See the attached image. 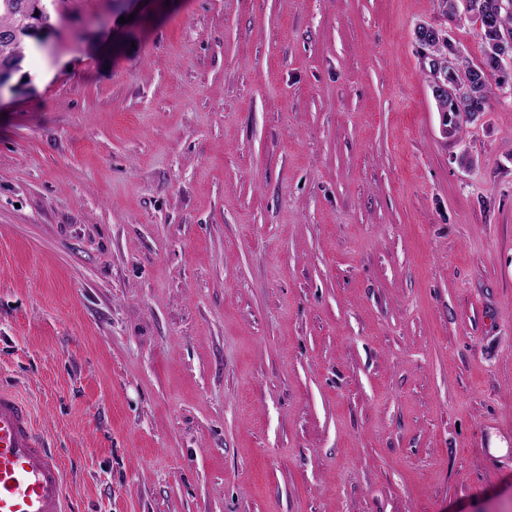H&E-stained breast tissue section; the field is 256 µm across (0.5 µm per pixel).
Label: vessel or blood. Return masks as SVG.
Returning a JSON list of instances; mask_svg holds the SVG:
<instances>
[{"instance_id":"b4317fda","label":"vessel or blood","mask_w":512,"mask_h":512,"mask_svg":"<svg viewBox=\"0 0 512 512\" xmlns=\"http://www.w3.org/2000/svg\"><path fill=\"white\" fill-rule=\"evenodd\" d=\"M0 512H67L64 472L38 433L31 407L0 391Z\"/></svg>"}]
</instances>
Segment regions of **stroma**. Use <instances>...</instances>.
<instances>
[{"label": "stroma", "instance_id": "1", "mask_svg": "<svg viewBox=\"0 0 512 512\" xmlns=\"http://www.w3.org/2000/svg\"><path fill=\"white\" fill-rule=\"evenodd\" d=\"M0 98V389L70 512H512V96L438 0H58ZM475 159L460 164L461 155ZM477 33L482 41L483 47L482 60L480 63L485 64L489 68L487 72L482 70L479 64H474L470 62L467 57L459 54L460 49L456 43L451 45L440 42L436 38L418 40L421 46H427L435 57H445L447 55L455 58L460 70L464 69L470 72L473 67H476L480 71V73L476 72V78L471 87V76H468L464 72L457 71L454 66L448 62V57L445 59H434L433 67L432 62L430 63L433 72L432 94L436 101L438 111L442 112V116L446 120L445 125H448L447 127L442 123V131L446 136L455 135L460 131L463 123L472 122L469 119H464L463 114L469 115L472 112H485L488 104V78L490 75L494 77L495 73L492 71L494 67L486 52V45L490 44V41L494 38L484 30L483 32L478 31ZM470 87L472 93L456 99H442L434 94L435 90L436 93L442 97L448 95L455 97L462 95L464 92L468 91Z\"/></svg>", "mask_w": 512, "mask_h": 512}]
</instances>
